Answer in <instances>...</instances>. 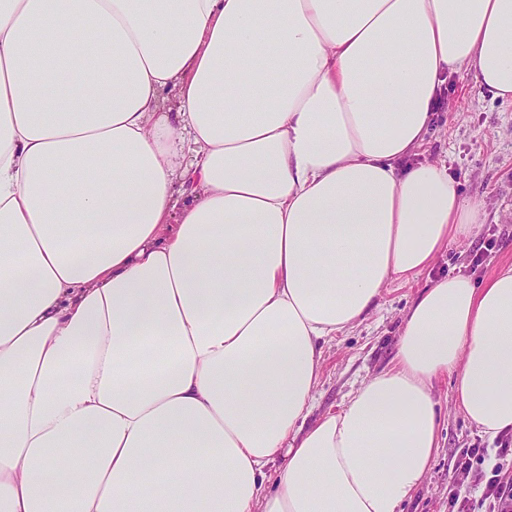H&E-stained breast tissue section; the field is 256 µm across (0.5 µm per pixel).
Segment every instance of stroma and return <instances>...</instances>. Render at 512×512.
<instances>
[{
    "label": "stroma",
    "instance_id": "stroma-1",
    "mask_svg": "<svg viewBox=\"0 0 512 512\" xmlns=\"http://www.w3.org/2000/svg\"><path fill=\"white\" fill-rule=\"evenodd\" d=\"M418 158L447 162L461 195L482 201V227L474 237L451 241L417 278L386 287L365 321L324 343L313 416L337 410L351 391L390 364L405 311L430 282L459 273L478 282L512 261V103L484 95L472 72H453ZM453 386L450 377L435 384L443 421L440 446L425 481L401 512H448L449 490L474 479L455 469V456L465 448L495 445L456 412Z\"/></svg>",
    "mask_w": 512,
    "mask_h": 512
}]
</instances>
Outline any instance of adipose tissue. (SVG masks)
Instances as JSON below:
<instances>
[{"mask_svg": "<svg viewBox=\"0 0 512 512\" xmlns=\"http://www.w3.org/2000/svg\"><path fill=\"white\" fill-rule=\"evenodd\" d=\"M460 69L512 102V0H0V512H400L450 373L512 431V263L307 420L322 343L481 226L410 161Z\"/></svg>", "mask_w": 512, "mask_h": 512, "instance_id": "adipose-tissue-1", "label": "adipose tissue"}]
</instances>
